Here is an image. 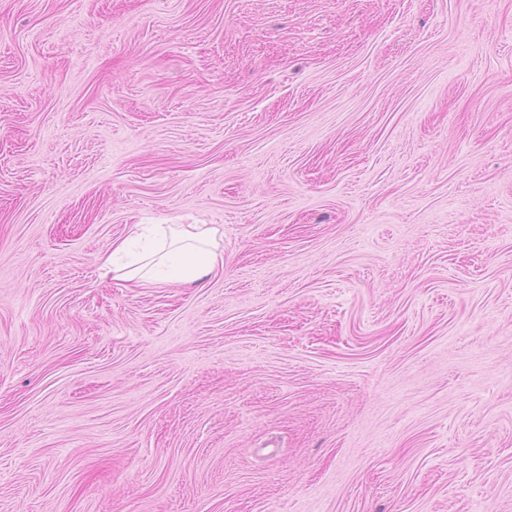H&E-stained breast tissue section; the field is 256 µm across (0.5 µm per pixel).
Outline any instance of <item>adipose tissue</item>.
I'll return each mask as SVG.
<instances>
[{"label":"adipose tissue","instance_id":"adipose-tissue-1","mask_svg":"<svg viewBox=\"0 0 512 512\" xmlns=\"http://www.w3.org/2000/svg\"><path fill=\"white\" fill-rule=\"evenodd\" d=\"M149 248L137 252L131 238L116 239L99 260L101 278L139 287L196 283L224 266L217 243L218 228L206 224L145 225Z\"/></svg>","mask_w":512,"mask_h":512}]
</instances>
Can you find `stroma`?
<instances>
[{
    "mask_svg": "<svg viewBox=\"0 0 512 512\" xmlns=\"http://www.w3.org/2000/svg\"><path fill=\"white\" fill-rule=\"evenodd\" d=\"M0 512H512V0H0ZM152 246L134 252L131 238L116 239L99 259L102 279L122 280L139 287L196 283L224 267L219 229L208 224L141 225Z\"/></svg>",
    "mask_w": 512,
    "mask_h": 512,
    "instance_id": "1",
    "label": "stroma"
}]
</instances>
